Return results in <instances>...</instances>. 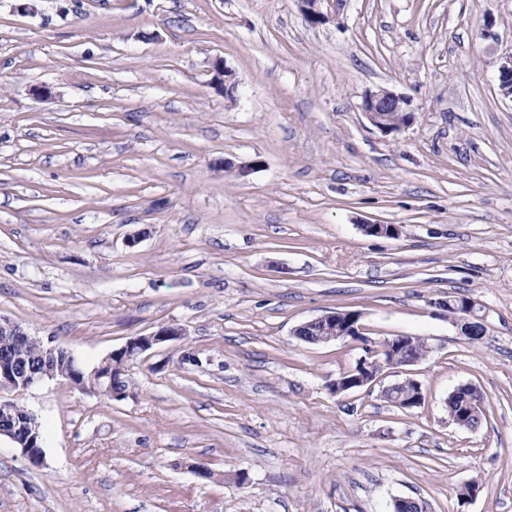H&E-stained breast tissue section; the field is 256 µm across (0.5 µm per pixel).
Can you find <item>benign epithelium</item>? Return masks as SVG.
Segmentation results:
<instances>
[{
	"label": "benign epithelium",
	"mask_w": 512,
	"mask_h": 512,
	"mask_svg": "<svg viewBox=\"0 0 512 512\" xmlns=\"http://www.w3.org/2000/svg\"><path fill=\"white\" fill-rule=\"evenodd\" d=\"M301 10L312 24H322L335 18L343 0H298ZM214 77L224 87V96L234 98L237 84L231 71L219 60L214 65ZM499 91L502 96L512 99V54L505 57L498 70ZM360 109L367 120L384 133H396L411 125L415 120L407 97L387 89L370 92L364 96ZM360 315L355 312L335 311L301 323L294 330L296 336H312L322 344L360 336L358 325ZM185 335L178 326H165L157 332L130 338L126 344L104 357L91 372L86 373L80 361L72 351L64 347L46 348L43 366L29 372H23L17 366L20 355L36 344L39 338L31 335L20 325L0 316V337L10 340L15 355L0 361V438L4 437L21 448L25 456L30 449L41 448L42 435L35 415L27 408L17 405L16 397L24 394L46 379L62 377L70 384L81 387L85 379H90L92 387L100 393L121 400L127 393L117 388L120 373L115 370V360L128 364L151 348L168 341H174ZM63 357L69 367L66 374L55 372L52 358ZM401 367L395 353L390 348L366 346L365 355L357 361V366L333 384L336 393L359 390L373 384L381 369Z\"/></svg>",
	"instance_id": "1"
}]
</instances>
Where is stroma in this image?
Wrapping results in <instances>:
<instances>
[{
    "label": "stroma",
    "instance_id": "1",
    "mask_svg": "<svg viewBox=\"0 0 512 512\" xmlns=\"http://www.w3.org/2000/svg\"><path fill=\"white\" fill-rule=\"evenodd\" d=\"M18 2L0 0V316L89 369L186 334L131 365L123 400L60 378L23 394L45 463L0 440V512H512V0H345L319 25L297 0ZM381 88L415 113L398 133L359 109ZM452 293L481 340L440 308ZM333 311L361 339L294 336ZM393 336L431 347L406 372L420 407L383 398L394 374L333 392ZM468 383L473 431L447 408ZM457 388L448 395L449 418L451 417L455 423L457 420L468 418L479 427L484 415L482 392L476 386H470L469 388L460 389L459 393H456ZM465 413L466 416L463 417Z\"/></svg>",
    "mask_w": 512,
    "mask_h": 512
}]
</instances>
